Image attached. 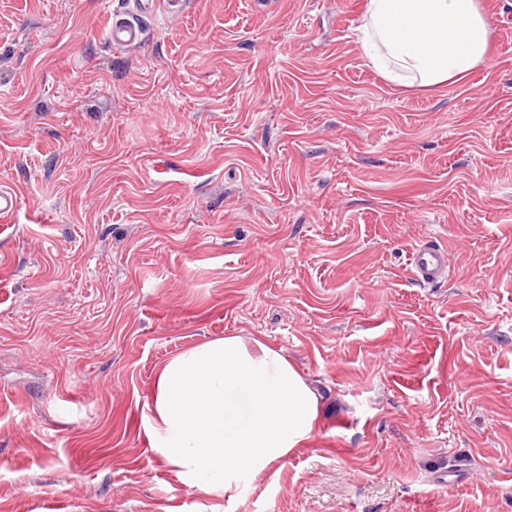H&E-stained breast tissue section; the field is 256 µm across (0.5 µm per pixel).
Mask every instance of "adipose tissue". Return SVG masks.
Masks as SVG:
<instances>
[{
	"label": "adipose tissue",
	"mask_w": 512,
	"mask_h": 512,
	"mask_svg": "<svg viewBox=\"0 0 512 512\" xmlns=\"http://www.w3.org/2000/svg\"><path fill=\"white\" fill-rule=\"evenodd\" d=\"M492 28L482 0H364L355 40L386 83L442 89L489 64ZM319 414L317 393L288 358L227 336L160 367L150 441L183 484L233 500L255 472L306 445Z\"/></svg>",
	"instance_id": "adipose-tissue-1"
}]
</instances>
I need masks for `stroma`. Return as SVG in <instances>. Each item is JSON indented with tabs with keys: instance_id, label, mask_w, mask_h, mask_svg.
Instances as JSON below:
<instances>
[{
	"instance_id": "35a3bbf8",
	"label": "stroma",
	"mask_w": 512,
	"mask_h": 512,
	"mask_svg": "<svg viewBox=\"0 0 512 512\" xmlns=\"http://www.w3.org/2000/svg\"><path fill=\"white\" fill-rule=\"evenodd\" d=\"M124 2L0 0V512H512V0L438 90L366 67L363 0L162 2L117 52ZM232 335L322 414L229 506L147 427L158 366ZM451 266L448 247L431 238H422L412 249L410 272L418 284L433 286L447 281Z\"/></svg>"
}]
</instances>
